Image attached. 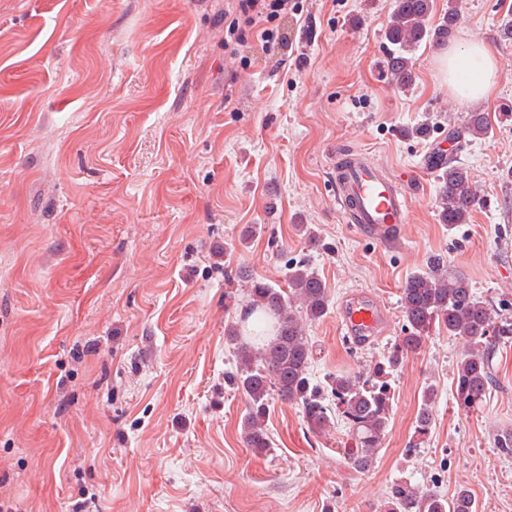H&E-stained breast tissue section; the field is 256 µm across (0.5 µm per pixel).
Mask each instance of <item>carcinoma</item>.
<instances>
[{
  "label": "carcinoma",
  "instance_id": "1",
  "mask_svg": "<svg viewBox=\"0 0 512 512\" xmlns=\"http://www.w3.org/2000/svg\"><path fill=\"white\" fill-rule=\"evenodd\" d=\"M433 0H395L393 20L386 38L393 46L387 70L399 87L412 81L411 54L424 40H450L458 24V12L448 8V16L437 28L428 26ZM461 132L479 138L488 133L483 112H471ZM440 184L439 219L449 227L465 224L479 197L468 171L455 160L438 162ZM246 309L263 311L276 319V334L260 347L241 341L236 323L225 330L236 349L237 369L229 382L247 401L242 434L247 447L261 454L269 447L265 418L269 399L276 396L300 408L308 430L324 434L336 420L344 422L354 447L346 449L354 468L366 469L381 447L392 412L393 390L390 376L404 358L424 347L433 327L450 336H464L470 350L462 354L453 374V397L458 409L473 412L487 400L495 384L493 359L499 346L512 340V318L476 294L468 277L448 267L442 257H432L427 268L414 275L401 289L400 307L404 335L365 375L336 374L323 384L311 373L313 349L305 325L319 320L328 309L327 288L305 259L288 268V288H275L261 280H250ZM434 423L433 391L424 394L415 434L425 439ZM386 512H477L466 490L452 500H443L420 490L408 481L395 483Z\"/></svg>",
  "mask_w": 512,
  "mask_h": 512
}]
</instances>
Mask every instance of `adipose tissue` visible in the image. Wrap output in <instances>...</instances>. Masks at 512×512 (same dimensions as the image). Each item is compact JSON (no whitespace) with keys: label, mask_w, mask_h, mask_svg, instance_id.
<instances>
[{"label":"adipose tissue","mask_w":512,"mask_h":512,"mask_svg":"<svg viewBox=\"0 0 512 512\" xmlns=\"http://www.w3.org/2000/svg\"><path fill=\"white\" fill-rule=\"evenodd\" d=\"M440 67L448 74V85L460 98L478 101L490 96L495 60L481 44L448 47L439 57Z\"/></svg>","instance_id":"adipose-tissue-1"}]
</instances>
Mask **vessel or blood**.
<instances>
[{
  "label": "vessel or blood",
  "instance_id": "1",
  "mask_svg": "<svg viewBox=\"0 0 512 512\" xmlns=\"http://www.w3.org/2000/svg\"><path fill=\"white\" fill-rule=\"evenodd\" d=\"M336 158L344 163L336 171V199L347 223L360 225L380 243L397 246L409 219L408 180L360 150L340 148ZM387 317L384 307L362 295L349 297L339 310L345 335L364 344L383 333Z\"/></svg>",
  "mask_w": 512,
  "mask_h": 512
}]
</instances>
